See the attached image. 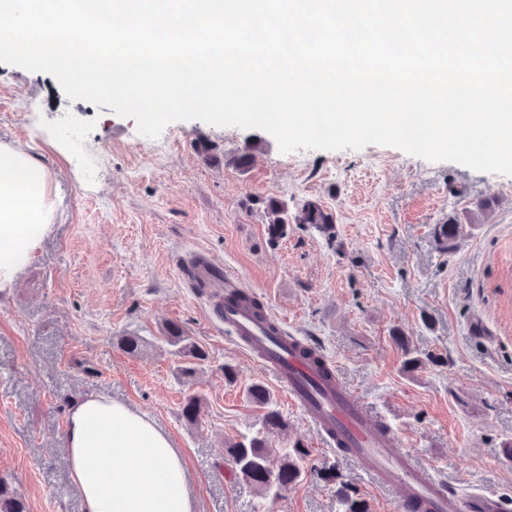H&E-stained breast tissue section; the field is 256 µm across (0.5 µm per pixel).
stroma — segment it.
I'll return each mask as SVG.
<instances>
[{"label": "stroma", "mask_w": 512, "mask_h": 512, "mask_svg": "<svg viewBox=\"0 0 512 512\" xmlns=\"http://www.w3.org/2000/svg\"><path fill=\"white\" fill-rule=\"evenodd\" d=\"M248 172L226 154L253 140ZM0 141L51 172L60 215L32 265L0 294V477L28 512H81L63 443L69 403L89 394L125 403L166 431L185 456L194 512H339L335 465L370 506L395 512L397 494L372 489L351 458L326 447L284 388L225 330L214 291L188 265L200 252L260 298L292 335L334 361L339 378L414 454L461 491L492 492L512 512V176L431 162L386 146L280 152L260 129L200 120L155 139L134 119L67 97L46 73L0 63ZM209 143L213 158L199 153ZM319 202L337 245L292 224L269 244L259 202ZM459 216L456 251L434 225ZM175 323L207 358L195 377L164 339ZM481 325L483 335L471 332ZM439 360L409 373L392 339ZM141 338L139 352L120 346ZM237 378L227 381L225 366ZM267 388L288 423L276 453L301 445L311 472L265 498L235 479L229 443L255 433ZM202 402L196 424L181 409Z\"/></svg>", "instance_id": "obj_1"}]
</instances>
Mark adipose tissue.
Returning <instances> with one entry per match:
<instances>
[{"mask_svg": "<svg viewBox=\"0 0 512 512\" xmlns=\"http://www.w3.org/2000/svg\"><path fill=\"white\" fill-rule=\"evenodd\" d=\"M47 168L0 144V292L37 256L56 219ZM69 477L82 512H193L184 459L170 436L124 403L88 395L70 403Z\"/></svg>", "mask_w": 512, "mask_h": 512, "instance_id": "adipose-tissue-1", "label": "adipose tissue"}]
</instances>
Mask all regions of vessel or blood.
Instances as JSON below:
<instances>
[{
    "label": "vessel or blood",
    "instance_id": "obj_1",
    "mask_svg": "<svg viewBox=\"0 0 512 512\" xmlns=\"http://www.w3.org/2000/svg\"><path fill=\"white\" fill-rule=\"evenodd\" d=\"M193 268L203 283L224 279L222 268L204 254H197ZM221 309L226 330L287 390L292 405L325 444L346 449L375 488L400 489L399 512H504L495 494L447 488L430 467L396 449L380 418L335 372L325 371L295 349L275 317H258L249 307L232 302L223 303Z\"/></svg>",
    "mask_w": 512,
    "mask_h": 512
}]
</instances>
